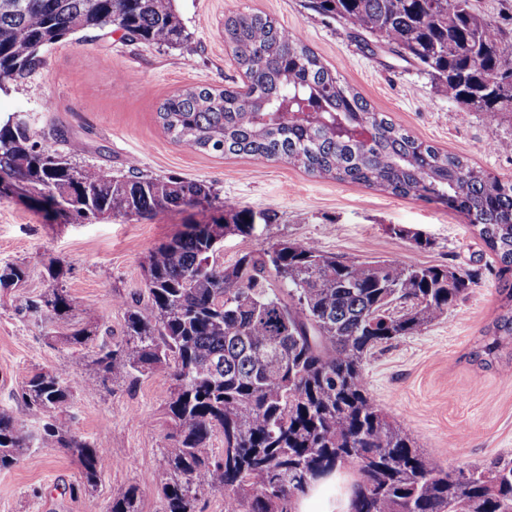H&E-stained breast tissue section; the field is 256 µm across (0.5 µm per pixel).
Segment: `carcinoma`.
<instances>
[{
  "label": "carcinoma",
  "mask_w": 512,
  "mask_h": 512,
  "mask_svg": "<svg viewBox=\"0 0 512 512\" xmlns=\"http://www.w3.org/2000/svg\"><path fill=\"white\" fill-rule=\"evenodd\" d=\"M316 12L370 35L415 63L448 99L495 127L512 116V33L472 0H313ZM122 32L144 44L187 38L175 0H0V82L42 64L39 50L81 31ZM224 43L249 77L246 88L180 89L157 115L171 137L200 152L284 160L306 172L397 196L440 201L464 214L497 257L502 312L473 358L491 365L512 351V178L471 165L413 137L375 112L302 40L267 15L224 18ZM371 131L370 139L358 129ZM64 144L66 150L58 148ZM85 145L61 128L40 137L20 115L0 121V177L14 180L46 216L150 219L214 208L205 180L142 172L111 174L74 157ZM255 210L229 208L187 224L149 252L143 304L127 309L124 336L102 338L96 374L125 380L175 362L166 414L174 433L164 457V512H200L224 493L225 512H291L292 500L332 483L351 466L354 512H512V458L468 469L462 483L374 402L368 353L412 335L448 312L472 275L396 260H341L310 242L281 241L218 263L228 234L252 233ZM16 287L23 266L6 263ZM16 310L46 325L73 317L63 288L19 300ZM72 347L96 340L77 324ZM74 398L57 370L25 378L20 399L38 422L25 431L0 411V470L32 447L64 448L79 463L74 494L98 484L106 449L65 430L52 412ZM224 448L214 453V433ZM277 494L268 493L273 485ZM139 489L112 498L107 512H139Z\"/></svg>",
  "instance_id": "cac0c4a2"
}]
</instances>
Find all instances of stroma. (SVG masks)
I'll return each instance as SVG.
<instances>
[{"label": "stroma", "instance_id": "1", "mask_svg": "<svg viewBox=\"0 0 512 512\" xmlns=\"http://www.w3.org/2000/svg\"><path fill=\"white\" fill-rule=\"evenodd\" d=\"M189 40L181 48L130 43L120 34L81 32L42 53L43 66L0 90V116H27L41 134L60 127L89 143L79 156L112 173L143 171L213 184L225 205L267 210L274 224L224 238L219 260L288 240L311 242L347 260H399L473 275L467 292L423 331L374 349L364 374L375 403L410 430L417 445L450 469L512 457V377L501 371L512 357L485 366L471 357L498 315L495 257L469 221L440 202L396 197L361 184L313 176L284 161L210 155L168 136L157 118L176 90L196 85L243 86L246 79L224 44L225 16L263 13L295 33L344 84L375 111L416 138L457 153L496 175L512 176V119L490 127L481 114H462L415 64L369 45L351 27L317 13L311 0H176ZM197 209L153 219L108 217L60 223L27 205L0 198V262L23 265L21 287L0 288V409L25 429L35 421L17 398L35 369L69 375L74 399L61 416L65 429L107 449L112 462L95 491L73 495L79 465L61 448H30L20 463L0 471V512H106L113 496L140 492V512H163V451L173 426L165 414L169 371L134 381L97 383L82 391L92 347L72 348L66 322L47 326L18 314L20 297L61 284L76 322H94L120 340L129 305L145 295L151 249L185 225L208 221ZM430 239L416 247L406 231ZM64 267L60 282L49 266Z\"/></svg>", "mask_w": 512, "mask_h": 512}]
</instances>
